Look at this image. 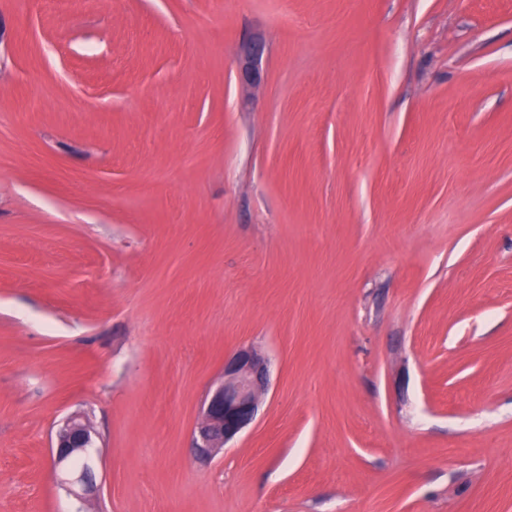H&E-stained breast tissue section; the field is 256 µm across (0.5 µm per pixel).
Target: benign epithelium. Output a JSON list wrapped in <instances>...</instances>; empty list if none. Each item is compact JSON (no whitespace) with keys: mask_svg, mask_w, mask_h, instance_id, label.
Instances as JSON below:
<instances>
[{"mask_svg":"<svg viewBox=\"0 0 512 512\" xmlns=\"http://www.w3.org/2000/svg\"><path fill=\"white\" fill-rule=\"evenodd\" d=\"M266 52L265 41L251 35L238 46L243 81L248 86L260 82V67ZM268 386L267 362L251 349H241L224 362V379L210 389L203 404L202 421L194 445L208 457L247 428L258 412V400ZM54 462L60 483L79 504L100 494L97 483L98 449L94 433L81 416L67 418L56 432Z\"/></svg>","mask_w":512,"mask_h":512,"instance_id":"obj_1","label":"benign epithelium"}]
</instances>
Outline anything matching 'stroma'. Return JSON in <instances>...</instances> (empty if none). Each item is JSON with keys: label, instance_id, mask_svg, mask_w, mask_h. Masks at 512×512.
Returning a JSON list of instances; mask_svg holds the SVG:
<instances>
[{"label": "stroma", "instance_id": "35a3bbf8", "mask_svg": "<svg viewBox=\"0 0 512 512\" xmlns=\"http://www.w3.org/2000/svg\"><path fill=\"white\" fill-rule=\"evenodd\" d=\"M75 413L85 512H512V0H0V512ZM266 52L265 41L251 35L245 37L238 46V57L241 65L243 81L248 86H256L260 82L262 58ZM267 386V362L252 349H240L225 361L224 379L210 389L204 401L195 448L206 457L219 453L253 423L259 396Z\"/></svg>", "mask_w": 512, "mask_h": 512}]
</instances>
